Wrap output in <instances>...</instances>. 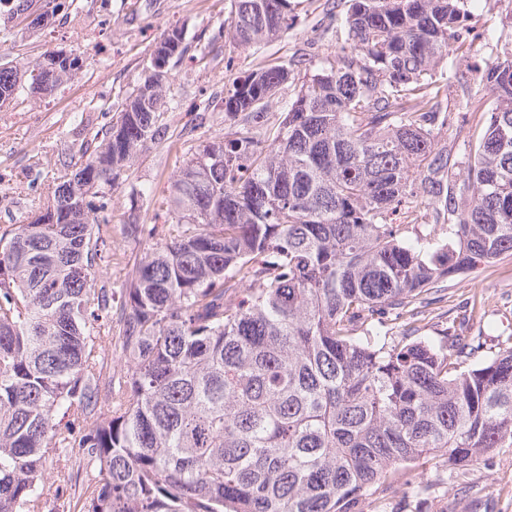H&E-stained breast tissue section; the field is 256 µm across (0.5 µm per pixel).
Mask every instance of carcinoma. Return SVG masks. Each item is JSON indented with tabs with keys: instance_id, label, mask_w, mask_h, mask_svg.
<instances>
[{
	"instance_id": "1",
	"label": "carcinoma",
	"mask_w": 512,
	"mask_h": 512,
	"mask_svg": "<svg viewBox=\"0 0 512 512\" xmlns=\"http://www.w3.org/2000/svg\"><path fill=\"white\" fill-rule=\"evenodd\" d=\"M344 44L270 122L288 63L233 79L234 132L197 148L146 251H112V187L162 132L150 67L47 200L0 226V512H43L47 462L81 483L68 512H382L421 503L430 468L512 447V328L421 336L448 277L512 256V53L476 68L491 99L452 179L437 72L473 54L467 0H344ZM295 22L292 0H231L236 48ZM180 27L154 54L182 57ZM39 59L0 65V100ZM80 66L38 75L51 93ZM401 220L393 222V215ZM439 226L445 236L416 231ZM125 271L117 289L97 269Z\"/></svg>"
}]
</instances>
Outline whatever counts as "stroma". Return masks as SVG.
<instances>
[{"label":"stroma","instance_id":"35a3bbf8","mask_svg":"<svg viewBox=\"0 0 512 512\" xmlns=\"http://www.w3.org/2000/svg\"><path fill=\"white\" fill-rule=\"evenodd\" d=\"M297 21L279 38L251 48L229 42L224 22L230 0H74L71 14L38 24L40 0H13L17 13L6 25L11 60L25 62L62 50L86 66L52 94L22 96L0 106V225L16 224L45 200L64 162L70 161L78 118L95 114V126L119 112L144 76L164 31L182 27L186 56L168 65L171 93L179 106L166 113V126L140 161L112 189L109 214L112 248L139 256L144 242L126 234L129 187L141 184L165 195L191 147L224 137L235 125L224 114V89L232 77L260 66L293 63L297 76L319 64L316 48L336 45V0H294ZM469 34L476 48L448 61V97L444 104L455 123L435 131L446 147L457 180L467 177V143L484 114L465 91L484 58L512 49V0H471ZM444 299L433 305L423 335H436L460 316L472 296L486 300L485 310L499 324H512V259L450 277ZM430 495L421 505L409 503L402 488L385 494L388 512H512V447L496 449L486 461L442 472L429 469Z\"/></svg>","mask_w":512,"mask_h":512}]
</instances>
